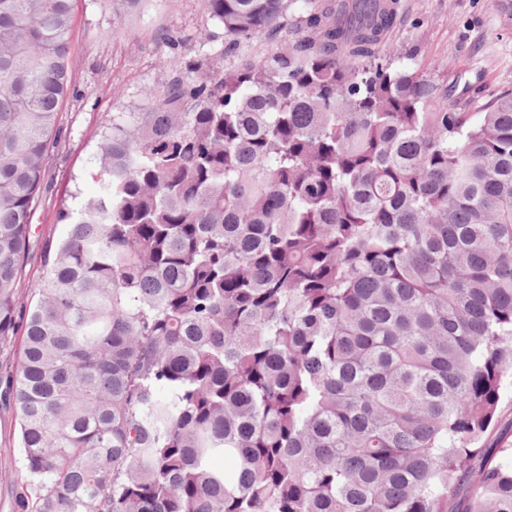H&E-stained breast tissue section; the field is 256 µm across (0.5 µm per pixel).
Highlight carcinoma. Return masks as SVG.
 <instances>
[{
	"instance_id": "1",
	"label": "carcinoma",
	"mask_w": 512,
	"mask_h": 512,
	"mask_svg": "<svg viewBox=\"0 0 512 512\" xmlns=\"http://www.w3.org/2000/svg\"><path fill=\"white\" fill-rule=\"evenodd\" d=\"M73 2L0 0L17 512H512V92L471 120L400 0H202L224 47L105 118L22 316ZM485 448H498L512 444V394L503 395L497 418L486 433Z\"/></svg>"
}]
</instances>
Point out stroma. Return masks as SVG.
Masks as SVG:
<instances>
[{
    "instance_id": "1",
    "label": "stroma",
    "mask_w": 512,
    "mask_h": 512,
    "mask_svg": "<svg viewBox=\"0 0 512 512\" xmlns=\"http://www.w3.org/2000/svg\"><path fill=\"white\" fill-rule=\"evenodd\" d=\"M390 35L397 51L419 48L423 71L437 83L462 72L480 77L487 93L512 91V0H401ZM223 27L201 0H144L138 13L119 16L112 0H74L69 35L71 95L59 112V135L49 154L46 182L33 209L29 244L18 270L21 307L42 276L44 249L66 233L59 214L98 188L94 154L105 115L148 112L169 80L161 61L187 63L221 48ZM21 343L0 349V455L19 456V422L5 407L8 380Z\"/></svg>"
}]
</instances>
